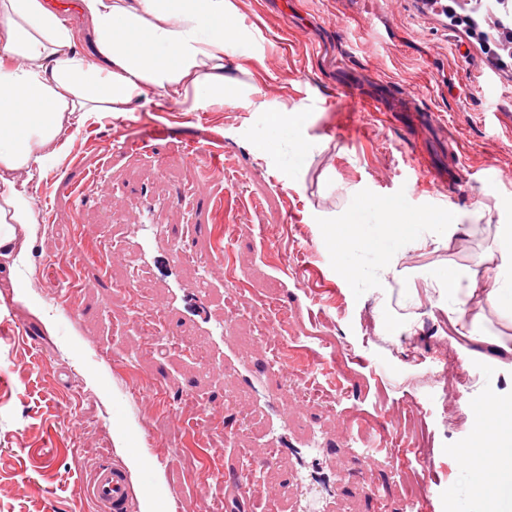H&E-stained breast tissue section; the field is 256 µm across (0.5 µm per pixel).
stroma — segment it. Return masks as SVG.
<instances>
[{
    "mask_svg": "<svg viewBox=\"0 0 512 512\" xmlns=\"http://www.w3.org/2000/svg\"><path fill=\"white\" fill-rule=\"evenodd\" d=\"M232 3L260 46L249 59H226L234 88L223 105L202 100L189 112H157V93L148 91L122 130L141 144L133 154L113 151L106 115L88 113L61 160L25 187L35 211L26 256L0 257V302L13 299L14 321L32 336L0 340V512H96L86 494L88 457L123 464L125 449L112 444L118 423L143 433L140 453L152 466L151 476L130 477L134 499L156 483L175 512H201L209 472L258 456L266 459L258 479L281 502L292 497L288 460L265 448L266 418L250 390L202 365L207 338L187 323L150 334L132 326L161 302L168 281L166 254L136 274L124 258L148 200L157 223L188 249L182 285L195 286L200 258L223 252L210 309L220 314L228 300L239 309L227 333L241 354L257 353L262 326L277 327L283 367L266 384L296 393L291 439L311 434L334 448L344 424L391 435L395 411L414 402L440 477L426 512H484L457 473L465 456L478 454L477 407L490 399L512 406V355L462 337L450 342L446 303L402 307L398 299L448 268L476 272L485 284L494 275L483 255L500 225L512 224V61H499L477 33L423 0ZM261 118L271 130L263 144L255 140ZM292 139L303 151L290 161ZM198 142L224 150L215 185L223 210L203 208L193 195L204 173L188 150ZM90 175L107 187L76 207V185ZM177 192L182 203L164 207ZM363 201L421 212L432 236L451 219L461 229L409 252L397 275L355 280L343 262L366 265L370 255L344 252L342 227ZM103 239L111 255L100 252ZM51 275L70 286L78 316L43 303ZM104 280L116 290L101 288ZM448 356L473 380L451 420L441 413L436 377ZM187 389L193 400L183 399ZM210 401L222 403V417L196 414V404ZM396 454L384 449L370 466L343 455L353 481L337 512H363V479L405 496L411 465Z\"/></svg>",
    "mask_w": 512,
    "mask_h": 512,
    "instance_id": "1",
    "label": "stroma"
}]
</instances>
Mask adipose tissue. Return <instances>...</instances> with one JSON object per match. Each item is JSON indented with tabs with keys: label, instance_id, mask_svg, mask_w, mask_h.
<instances>
[{
	"label": "adipose tissue",
	"instance_id": "obj_1",
	"mask_svg": "<svg viewBox=\"0 0 512 512\" xmlns=\"http://www.w3.org/2000/svg\"><path fill=\"white\" fill-rule=\"evenodd\" d=\"M79 12L96 50L77 52V32L65 26L48 0H0V257L28 247L30 202L24 188L36 170L64 153L65 133L83 113L118 117L130 112L146 89L169 101L220 105L229 90L224 61L236 46L225 33L229 0H79ZM374 224L351 225L349 246H375L376 268L396 272L404 254L434 243L420 225L400 224L393 208L375 204ZM490 287H479L461 269L433 275L425 293L409 290L404 300L447 295L454 306V334L472 338L480 314L469 299L512 315V225H501ZM477 437L483 457L494 463L496 491L512 495V413L494 400L481 408Z\"/></svg>",
	"mask_w": 512,
	"mask_h": 512
}]
</instances>
